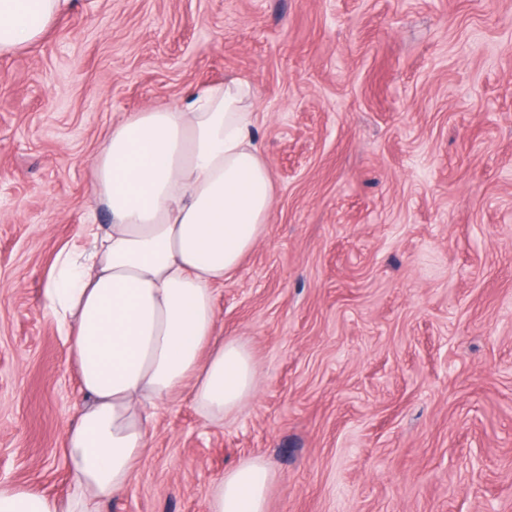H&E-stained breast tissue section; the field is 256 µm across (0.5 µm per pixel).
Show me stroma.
<instances>
[{
  "instance_id": "1",
  "label": "stroma",
  "mask_w": 512,
  "mask_h": 512,
  "mask_svg": "<svg viewBox=\"0 0 512 512\" xmlns=\"http://www.w3.org/2000/svg\"><path fill=\"white\" fill-rule=\"evenodd\" d=\"M250 82L276 193L216 291L254 396L170 399L101 512H512V0H69L0 57V483L69 490L82 401L44 292L112 125ZM270 480V470L261 459L241 462L215 487L210 512H266Z\"/></svg>"
}]
</instances>
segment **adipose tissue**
<instances>
[{"label": "adipose tissue", "mask_w": 512, "mask_h": 512, "mask_svg": "<svg viewBox=\"0 0 512 512\" xmlns=\"http://www.w3.org/2000/svg\"><path fill=\"white\" fill-rule=\"evenodd\" d=\"M66 4L0 0V57L38 41ZM252 99L231 80L113 124L91 167L111 222L82 225L87 251L59 252L44 294L84 397L64 432L71 489L58 500L0 484V512H96L129 484L160 405L187 388L220 420L253 395V356L219 335L215 303L272 212ZM270 480L261 459L241 462L210 512H266Z\"/></svg>", "instance_id": "adipose-tissue-1"}]
</instances>
